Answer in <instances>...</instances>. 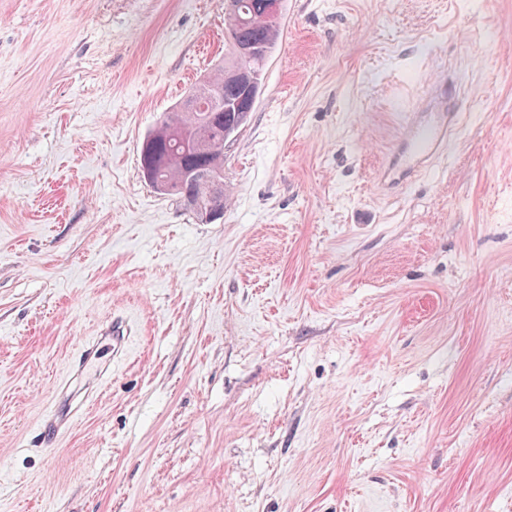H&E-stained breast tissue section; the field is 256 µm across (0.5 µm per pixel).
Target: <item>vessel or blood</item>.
I'll return each mask as SVG.
<instances>
[{
  "instance_id": "1",
  "label": "vessel or blood",
  "mask_w": 512,
  "mask_h": 512,
  "mask_svg": "<svg viewBox=\"0 0 512 512\" xmlns=\"http://www.w3.org/2000/svg\"><path fill=\"white\" fill-rule=\"evenodd\" d=\"M460 86L456 76L429 77L421 96L406 112L401 125L398 151L395 156L396 171L411 174L427 168L431 160L446 146L458 129L462 112ZM131 340V329L124 322L112 324V356L125 358ZM95 353L94 348L81 351L70 364L66 378L57 385L55 395L40 423L44 439L55 443L60 436L72 429L88 406L87 397L73 389Z\"/></svg>"
}]
</instances>
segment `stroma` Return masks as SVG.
I'll list each match as a JSON object with an SVG mask.
<instances>
[{"label":"stroma","mask_w":512,"mask_h":512,"mask_svg":"<svg viewBox=\"0 0 512 512\" xmlns=\"http://www.w3.org/2000/svg\"><path fill=\"white\" fill-rule=\"evenodd\" d=\"M223 61L224 0H0V512H512V0H284L205 223L139 154ZM445 68L456 139L383 186ZM131 329L123 321H112V336H107L112 341V357L124 359L128 354V346L131 341ZM95 353L94 346L83 349L75 363H70L67 377L58 383L55 396L40 423L41 433L48 443H55L64 432L72 429L86 410L90 391L85 387V393L80 397L83 391L75 392L72 386Z\"/></svg>","instance_id":"obj_1"}]
</instances>
